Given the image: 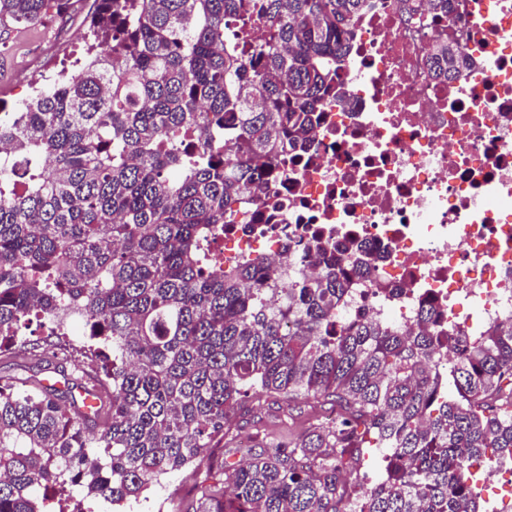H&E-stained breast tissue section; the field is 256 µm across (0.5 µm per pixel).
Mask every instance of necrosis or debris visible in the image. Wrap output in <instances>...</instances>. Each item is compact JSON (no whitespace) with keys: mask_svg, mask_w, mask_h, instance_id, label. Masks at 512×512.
I'll list each match as a JSON object with an SVG mask.
<instances>
[{"mask_svg":"<svg viewBox=\"0 0 512 512\" xmlns=\"http://www.w3.org/2000/svg\"><path fill=\"white\" fill-rule=\"evenodd\" d=\"M307 150L279 156L255 204L224 226V248L278 277L318 272L312 240L355 239L378 256L343 317L417 330L421 303L468 313L460 335L512 318V0H454L452 17L404 21L369 0ZM464 43L472 69L429 71L436 40Z\"/></svg>","mask_w":512,"mask_h":512,"instance_id":"4bbe7bcc","label":"necrosis or debris"}]
</instances>
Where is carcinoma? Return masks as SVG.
<instances>
[{
	"label": "carcinoma",
	"mask_w": 512,
	"mask_h": 512,
	"mask_svg": "<svg viewBox=\"0 0 512 512\" xmlns=\"http://www.w3.org/2000/svg\"><path fill=\"white\" fill-rule=\"evenodd\" d=\"M95 3L84 66L0 113V358L32 316L88 332L66 389L0 386V512L137 500L263 397L333 404L336 423L243 464L225 447L195 512H478L473 461L512 458V323L458 336L427 308L413 334L340 319L373 264L355 242H313V279L214 248L280 154L309 144L321 103L351 107L336 67L367 0ZM69 5L0 0V28ZM245 19L268 25L249 52L226 38ZM429 65L453 79L473 59L437 40ZM360 448L386 449L384 467L353 499Z\"/></svg>",
	"instance_id": "1"
}]
</instances>
